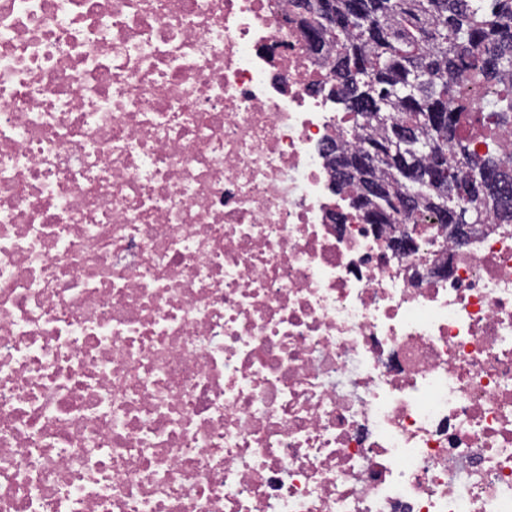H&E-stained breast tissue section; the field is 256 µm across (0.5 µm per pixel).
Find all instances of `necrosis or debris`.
Listing matches in <instances>:
<instances>
[{
	"label": "necrosis or debris",
	"mask_w": 512,
	"mask_h": 512,
	"mask_svg": "<svg viewBox=\"0 0 512 512\" xmlns=\"http://www.w3.org/2000/svg\"><path fill=\"white\" fill-rule=\"evenodd\" d=\"M293 12L0 0V512H512V225L332 193ZM401 224H371L375 232H381L388 246L398 254H408L416 248V239L413 236V230L408 228L404 222Z\"/></svg>",
	"instance_id": "1"
}]
</instances>
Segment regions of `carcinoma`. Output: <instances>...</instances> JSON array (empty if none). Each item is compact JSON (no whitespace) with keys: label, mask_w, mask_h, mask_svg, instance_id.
I'll list each match as a JSON object with an SVG mask.
<instances>
[{"label":"carcinoma","mask_w":512,"mask_h":512,"mask_svg":"<svg viewBox=\"0 0 512 512\" xmlns=\"http://www.w3.org/2000/svg\"><path fill=\"white\" fill-rule=\"evenodd\" d=\"M318 32L336 23L329 41L331 93L347 112L360 115L358 146L337 144L336 156L355 158L371 146L382 149L366 178L347 185L361 195L370 181L378 194L365 205L376 216L396 198L413 201V221L512 223V164L492 142L479 161L463 134L465 108L456 87L491 89L486 108L512 114V0H294ZM483 195V208L467 200Z\"/></svg>","instance_id":"obj_1"}]
</instances>
